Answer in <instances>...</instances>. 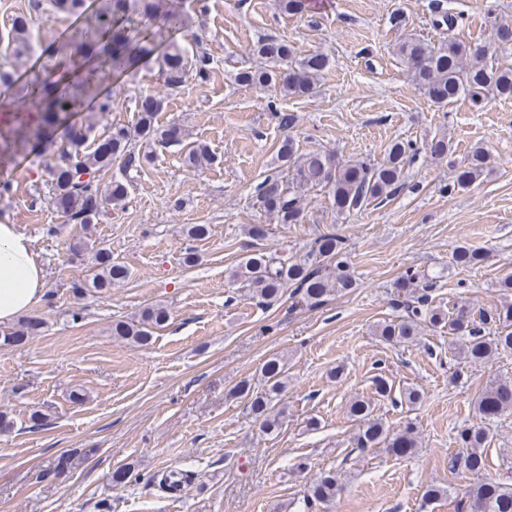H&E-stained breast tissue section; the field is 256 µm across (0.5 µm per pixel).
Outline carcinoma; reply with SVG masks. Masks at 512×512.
I'll return each mask as SVG.
<instances>
[{
	"label": "carcinoma",
	"mask_w": 512,
	"mask_h": 512,
	"mask_svg": "<svg viewBox=\"0 0 512 512\" xmlns=\"http://www.w3.org/2000/svg\"><path fill=\"white\" fill-rule=\"evenodd\" d=\"M169 0H94L92 9L84 0H51L53 11L83 16L82 24L69 39L55 49L86 66L84 75L66 81L48 77L25 86L24 104L20 107L0 103L1 112L13 113L10 135L0 140V162L12 155L18 142H49V134L68 126L70 116L82 109L92 97L93 74L123 73L154 59L156 46L147 24L159 22L171 30L184 27L183 14L169 9ZM31 19L18 16L7 32L5 50L16 56L31 50ZM490 47H473L455 37L439 45H431L416 37H407L398 45V53L408 65L412 82L429 101L448 106L461 97L470 99L480 108L491 94L512 95V68L486 63ZM253 54L265 61L262 67H242L234 75L235 83L259 88L271 87L284 96L305 97L314 93L328 58L321 54L298 55L287 41L276 37L259 39ZM168 94L181 91L188 77L200 83L210 79L214 57L201 48L192 56L175 48L157 59ZM164 107V99L152 94L135 98L136 122L132 126L116 124L104 139L89 140L95 114L112 111V96L96 98L95 111L87 117V125L73 129L54 150L46 169L51 201L57 211L69 217L71 224H92L107 206L118 209L128 198L127 176L152 164L155 154L139 147L147 143L156 148L180 146L186 138L183 127L175 122L161 125L156 117ZM429 151L439 159L453 152L445 136L432 138ZM411 143L393 141L385 160L377 165L367 162H342L321 152L297 153L292 140L282 143L278 158L286 165L287 175L266 177L258 187L257 203L277 224H298L303 213L302 196L307 188L325 187L339 215H349L367 209L374 201L387 199L402 186L403 169ZM214 160L209 149L201 144L190 146L184 162L200 166ZM117 168L122 177L112 178L107 188L101 187L102 176ZM488 169V156L481 148L471 151L467 162L457 168L448 192L468 187ZM93 253L97 273L89 281L73 286L74 293H104L113 285L126 280L129 270L112 262V252L96 242H77L71 252L81 257ZM486 258L484 251L461 245L452 260L458 267L471 268ZM252 297L264 307H273L284 297L299 298L318 305L323 298L356 287L350 272L344 239L334 232L318 235L311 249L302 256L253 251L243 257L236 271ZM434 282L419 279L409 270L397 282V292L403 294L401 305L405 314L385 320L376 327V335L385 342L406 344L419 335L421 325L442 324L452 331L453 353L481 364L498 354L512 351V275L505 277L500 288L505 291L501 306L479 313L462 304L451 314L432 305ZM170 318L169 310L159 304L145 307L131 320L112 322V336L130 344L147 345L156 331L164 328ZM41 321L28 318L16 328L0 330V348H10L34 335ZM504 327L489 333L485 328ZM263 388L258 390L251 380L239 381L232 395L247 405L250 413L262 420L268 432L278 430L280 413L276 411L277 397L284 391L288 376L284 363L273 356L260 369ZM393 385L383 377L374 380V397L354 399L349 414L357 423L353 449L360 453L370 448H384L404 457L419 445L415 427L408 423L400 429L389 427L375 412V400L391 397ZM480 419H491L512 411V382H497L487 388L476 404ZM461 450L450 458V470L456 474L477 473L485 466L483 448L490 443L489 434L478 424H465L456 431ZM340 490L336 472H321L309 488L313 502L334 500ZM457 512H512V485L497 482H478L458 502Z\"/></svg>",
	"instance_id": "cac0c4a2"
}]
</instances>
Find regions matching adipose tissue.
<instances>
[{"mask_svg": "<svg viewBox=\"0 0 512 512\" xmlns=\"http://www.w3.org/2000/svg\"><path fill=\"white\" fill-rule=\"evenodd\" d=\"M45 270L31 239L16 225L0 223V322L13 320L40 303Z\"/></svg>", "mask_w": 512, "mask_h": 512, "instance_id": "ef3b65f1", "label": "adipose tissue"}]
</instances>
